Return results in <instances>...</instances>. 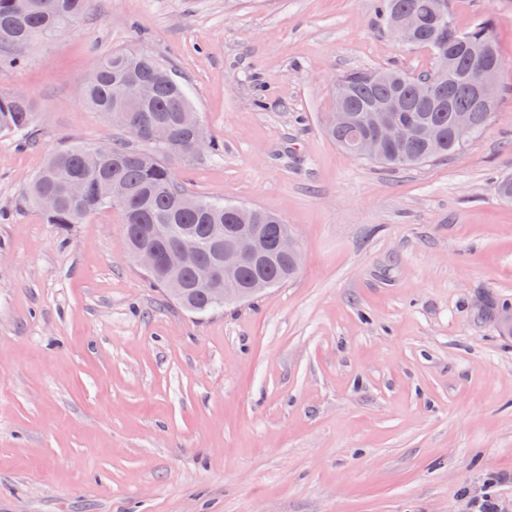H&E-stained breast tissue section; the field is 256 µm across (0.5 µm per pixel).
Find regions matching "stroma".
<instances>
[{
    "instance_id": "35a3bbf8",
    "label": "stroma",
    "mask_w": 512,
    "mask_h": 512,
    "mask_svg": "<svg viewBox=\"0 0 512 512\" xmlns=\"http://www.w3.org/2000/svg\"><path fill=\"white\" fill-rule=\"evenodd\" d=\"M376 0H90L0 65L39 112L0 135V512H512V0H452L491 20L503 62L489 127L394 170L331 142L342 73L431 70ZM143 50L192 91L219 153L175 161L191 192L290 225L289 282L198 317L123 249L106 208L64 229L24 195L46 156L117 130L85 75Z\"/></svg>"
}]
</instances>
